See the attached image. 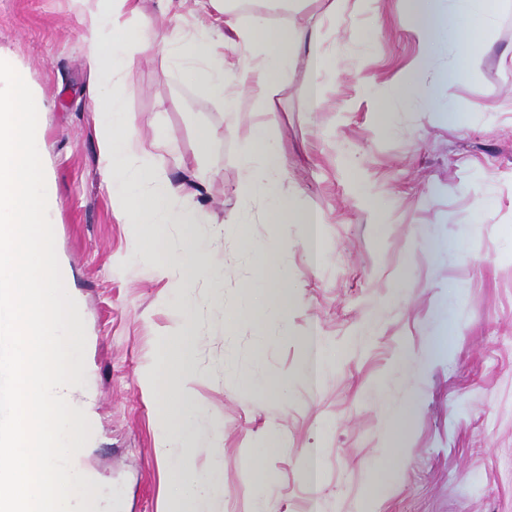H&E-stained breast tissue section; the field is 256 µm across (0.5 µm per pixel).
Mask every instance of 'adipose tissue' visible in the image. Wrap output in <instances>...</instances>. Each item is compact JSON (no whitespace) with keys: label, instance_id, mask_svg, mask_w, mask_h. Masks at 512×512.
Returning <instances> with one entry per match:
<instances>
[{"label":"adipose tissue","instance_id":"adipose-tissue-1","mask_svg":"<svg viewBox=\"0 0 512 512\" xmlns=\"http://www.w3.org/2000/svg\"><path fill=\"white\" fill-rule=\"evenodd\" d=\"M81 38L86 46L84 66L95 113L98 166L112 188V208L120 223L148 229V243L157 246L166 224H214L219 235L235 233L232 225H221L198 198L204 186L203 172L174 181L166 172L167 147L162 141L144 146L125 108L119 85L123 72L136 55L161 52L177 79L192 83L206 95L219 99L225 111H236L238 101L248 95L268 104L273 100L280 76L293 64L298 52H306L316 73L332 66L322 48L318 32L271 25L265 14L238 12L235 0H210L216 17L209 27L190 37L171 29L181 17L187 0H160L158 25L131 38L128 22L138 14L139 0H81ZM402 9L417 20L414 33L426 53L442 43L456 50L455 60L440 80L451 85L464 77L478 55L492 47L494 18L501 0H400ZM232 33L237 52L224 53V35ZM245 191L268 200L276 216L290 224H316L317 211L298 210L294 197L283 188L288 171L287 156L263 134L246 142ZM163 271H172L176 297L192 288L198 275L219 281L222 269L213 266L207 248L194 239L185 240L179 251L168 254ZM178 333L165 348L164 361L171 364V377L164 395L162 429L172 439L160 450L171 465L167 473L168 512H211L223 497L224 486L212 472H200L186 463L196 447H211L219 425L192 426V409L183 381L193 375L195 365L190 338L194 318L182 313Z\"/></svg>","mask_w":512,"mask_h":512}]
</instances>
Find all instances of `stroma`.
I'll list each match as a JSON object with an SVG mask.
<instances>
[{"label": "stroma", "instance_id": "stroma-1", "mask_svg": "<svg viewBox=\"0 0 512 512\" xmlns=\"http://www.w3.org/2000/svg\"><path fill=\"white\" fill-rule=\"evenodd\" d=\"M327 0L272 15L318 30L336 70L314 78L305 56L271 105L243 96L234 113L145 54L121 76L142 143L163 138L180 167L204 168L200 199L240 221L169 224L168 249L205 244L224 280L199 277L189 389L197 424L221 434L193 468L217 471L214 512H512V5L495 45L454 86V48L424 57L399 0ZM77 0H0V50L41 91L42 163L57 194L55 250L86 328L85 392L95 512H165L157 450L165 379L157 365L179 324L159 255L139 256L97 167L94 114ZM320 82L319 108L310 89ZM412 91L393 99V86ZM220 130L206 155L200 129ZM263 130L288 153L285 185L323 219L319 253L299 224L241 193V146ZM287 279L288 326L225 307L259 275ZM328 347L318 378L309 338Z\"/></svg>", "mask_w": 512, "mask_h": 512}]
</instances>
